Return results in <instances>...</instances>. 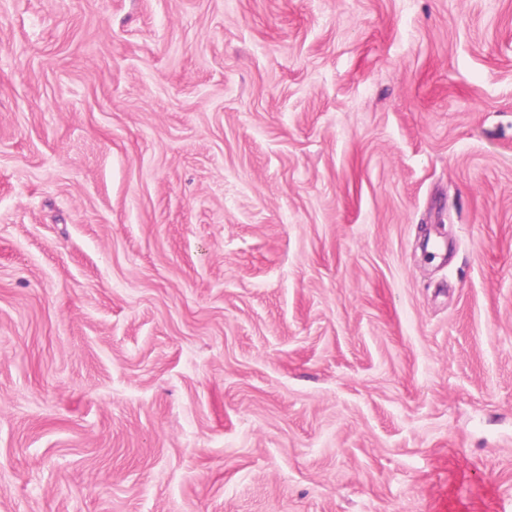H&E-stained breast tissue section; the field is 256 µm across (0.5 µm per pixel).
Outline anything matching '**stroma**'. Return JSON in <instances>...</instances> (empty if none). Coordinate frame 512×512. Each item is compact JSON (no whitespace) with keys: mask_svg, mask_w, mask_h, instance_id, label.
Segmentation results:
<instances>
[{"mask_svg":"<svg viewBox=\"0 0 512 512\" xmlns=\"http://www.w3.org/2000/svg\"><path fill=\"white\" fill-rule=\"evenodd\" d=\"M0 512H512V0H0Z\"/></svg>","mask_w":512,"mask_h":512,"instance_id":"1","label":"stroma"}]
</instances>
